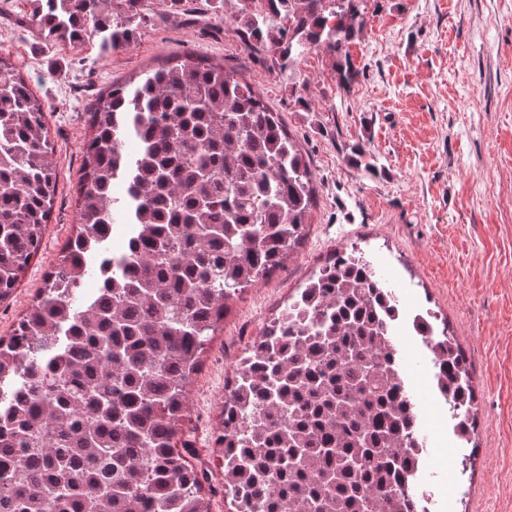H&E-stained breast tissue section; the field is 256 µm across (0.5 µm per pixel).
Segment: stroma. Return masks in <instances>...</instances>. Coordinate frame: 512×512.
I'll list each match as a JSON object with an SVG mask.
<instances>
[{"mask_svg":"<svg viewBox=\"0 0 512 512\" xmlns=\"http://www.w3.org/2000/svg\"><path fill=\"white\" fill-rule=\"evenodd\" d=\"M153 18L133 49L52 45L28 17L31 0H0V52L46 108L57 186L42 246L0 304L10 336L77 231L76 204L89 114L113 81L195 52L238 69L307 151L317 206L305 239L282 267L228 303L201 357L183 421L188 459L206 472L210 512H228L214 439L224 395L255 336L334 251L356 247L406 311L424 305L448 325L472 368L476 450L462 469L448 416L431 400L427 350L407 342L405 371L436 454L429 483L440 512H512V0H367L368 24L350 47L362 74L336 86L334 62L302 57L290 78L241 43L230 16ZM301 94L313 105L300 111ZM378 174L354 166L355 145Z\"/></svg>","mask_w":512,"mask_h":512,"instance_id":"stroma-1","label":"stroma"}]
</instances>
